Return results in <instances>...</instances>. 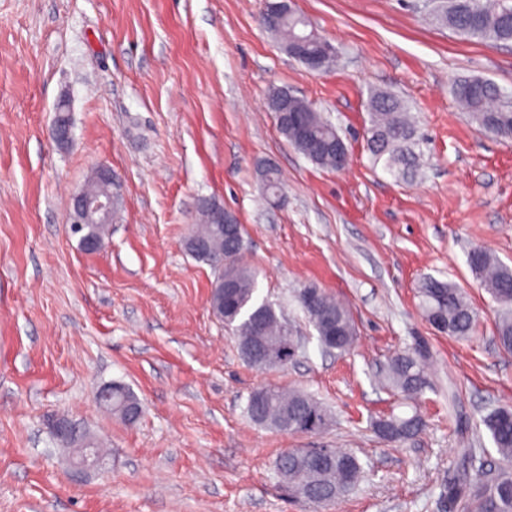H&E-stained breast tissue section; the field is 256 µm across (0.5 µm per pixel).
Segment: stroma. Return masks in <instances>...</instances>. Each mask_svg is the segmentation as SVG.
I'll list each match as a JSON object with an SVG mask.
<instances>
[{"label": "stroma", "instance_id": "1", "mask_svg": "<svg viewBox=\"0 0 512 512\" xmlns=\"http://www.w3.org/2000/svg\"><path fill=\"white\" fill-rule=\"evenodd\" d=\"M338 49L312 72L260 20L261 0H0V512H450L461 448L501 459L481 419L512 405L500 307L466 263L470 248L512 267V141L481 130L451 94L482 77L512 89V43L466 39L430 0H294ZM313 103L346 143L347 168L315 166L265 110L270 89ZM408 107L415 177L373 164L369 94ZM67 102L72 139L49 135ZM121 205L106 245L68 232L70 196L99 165ZM280 174L263 199L259 171ZM243 224L257 295L281 304L306 345L284 370L243 361L214 314L215 271L183 243L201 200ZM460 288L477 313L465 340L420 305L427 278ZM309 285L348 308L350 353L323 351L296 301ZM425 345V430L401 445L374 422L403 413L378 373ZM121 382L143 405L130 425L95 401ZM298 388L330 415L286 435L244 414L252 390ZM68 416L111 453L107 473L72 482L48 417ZM288 448H340L363 465L352 493L318 509L289 500Z\"/></svg>", "mask_w": 512, "mask_h": 512}]
</instances>
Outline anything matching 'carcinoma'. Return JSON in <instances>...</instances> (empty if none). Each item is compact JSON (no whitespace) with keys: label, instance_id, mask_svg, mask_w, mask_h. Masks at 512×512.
Returning a JSON list of instances; mask_svg holds the SVG:
<instances>
[{"label":"carcinoma","instance_id":"cac0c4a2","mask_svg":"<svg viewBox=\"0 0 512 512\" xmlns=\"http://www.w3.org/2000/svg\"><path fill=\"white\" fill-rule=\"evenodd\" d=\"M437 15L448 23L456 33L469 39L494 43L512 42V4L509 0H439ZM309 20L302 14L293 13L284 17L274 35L281 46L291 39L312 40L308 31ZM453 94L469 117L481 128L505 141L512 140V94L503 91L495 83L472 77L458 81ZM298 113L302 115L308 132L297 127L279 124L277 128L289 145L308 161L320 166L336 168V156L322 148L335 141L338 134L310 102L294 99ZM368 109L370 127L367 129V148L376 163H383L386 171L405 175L412 170L415 156L410 148L413 128L407 106L396 96L386 91H375L369 96ZM262 189L270 197H277L281 182L277 171H270L262 179ZM223 208L215 201H207L200 207L201 224L189 239H201L209 248L186 251L197 261L206 263L217 271L214 287L221 282L231 284L232 298L219 301V292L211 295V305L216 316L223 320L236 334L241 354L246 362L251 359L245 351L248 343L262 334L277 342L284 349L280 367L292 363L298 352L292 345L299 338L288 329L283 316L277 314L274 304L257 300V272L244 261V253L235 250L236 241L243 239V226L228 210L224 214L232 220L230 224L215 222L214 209ZM467 265L493 299L501 306L497 323L499 344L512 350V268L502 264L488 250L474 248L467 253ZM316 293L315 300L306 302L307 290ZM422 308L430 323L441 317L445 323L437 330L450 337L465 339L472 335L476 313L465 294L455 286L427 279L420 288ZM298 303L308 316L317 333L320 347L340 353L352 349L356 341V328L348 309L324 290L310 285L302 289ZM262 324V332L256 325ZM381 383L407 399H413L429 386L427 366L423 348H415L397 354L381 371ZM266 404L264 415L268 421L257 417L251 405H246L245 414L259 426L274 428L273 420L283 410H288L290 434H308L321 431L320 425L328 423L327 409L306 392L298 389L282 390L273 386L264 387ZM139 403L137 396L121 383H112V412L126 418L121 402ZM499 454L502 467L491 471H479L478 479L470 483L468 475L473 470V460L463 452L459 460L461 478L448 488V499L454 508L462 512H512V407L503 406L482 419ZM424 427L417 410L410 413L391 414L374 423L376 432L391 443H404L415 438ZM301 452L291 448L281 455L277 472L287 485L290 494L301 488L314 493L303 502L325 506L355 489L363 471L359 459L350 452L327 449L330 464L321 472L312 474L293 458Z\"/></svg>","mask_w":512,"mask_h":512}]
</instances>
